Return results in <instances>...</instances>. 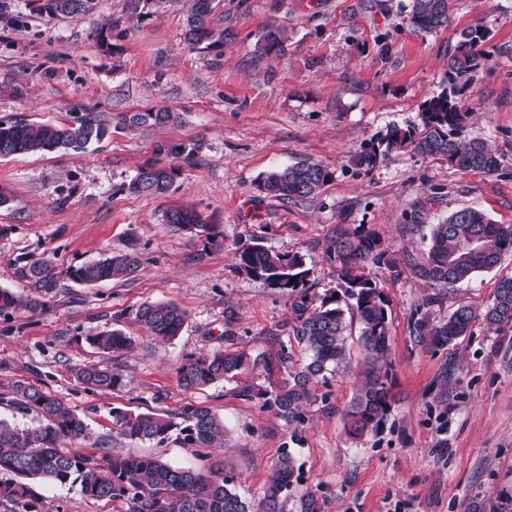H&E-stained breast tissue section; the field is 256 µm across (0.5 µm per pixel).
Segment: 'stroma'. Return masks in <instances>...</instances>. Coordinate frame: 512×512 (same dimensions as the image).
Here are the masks:
<instances>
[{"label":"stroma","instance_id":"stroma-1","mask_svg":"<svg viewBox=\"0 0 512 512\" xmlns=\"http://www.w3.org/2000/svg\"><path fill=\"white\" fill-rule=\"evenodd\" d=\"M0 120L70 124L103 119L107 137L76 153L59 150L0 157V288L33 305L0 315V419L26 425L10 402L15 382L52 392L86 422L82 446L104 454H154L206 469L211 459L252 505L258 504L282 449L302 473L295 495L315 493L324 512H512V326L476 321L444 347L412 330L469 305L481 310L499 281L512 277V254L491 271L448 288L418 278L433 224L473 206L512 224V0H455L447 27L409 22L410 0H215L213 24L223 44L194 49L184 37L188 0L155 9L148 0H93L91 11L50 19L27 0H0ZM489 31L491 60L465 93L469 137L485 141L503 163L492 174L461 171L446 158L412 150L368 169L362 147L393 126L418 124L422 103L438 94L460 31ZM281 50L264 52L270 29ZM172 112L163 125L130 127L122 115ZM191 145L175 159L168 194L136 195L127 185L156 160L157 145ZM299 162L328 165L332 180L306 199L263 196L271 171ZM186 206L209 216L212 237L164 224ZM373 234L385 253L367 271L388 301L389 374L396 402L381 426L360 439L345 430L359 383L362 347L349 336L347 361L314 387L305 421L287 424L247 389L272 390L288 341L291 300L237 269L236 252L254 242L301 252L308 286L338 288L325 249L336 233ZM137 252L140 270L83 285L72 268L110 252ZM53 269L37 285L30 264ZM188 313L164 344L134 324L145 302ZM120 329L134 340L103 352L89 332ZM265 360L235 380L183 390L177 368L189 355L227 344ZM97 364L122 376L115 391H85L76 368ZM211 408L224 422L213 458L175 441H131L112 429V408L176 415L186 403ZM42 512H127L123 501L94 500L78 488L39 481Z\"/></svg>","mask_w":512,"mask_h":512}]
</instances>
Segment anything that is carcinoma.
Wrapping results in <instances>:
<instances>
[{
    "label": "carcinoma",
    "instance_id": "1",
    "mask_svg": "<svg viewBox=\"0 0 512 512\" xmlns=\"http://www.w3.org/2000/svg\"><path fill=\"white\" fill-rule=\"evenodd\" d=\"M93 0H28L33 12L50 18L85 14ZM454 0H412L410 22L420 31L432 32L449 24ZM213 0H190L185 38L192 46L210 41ZM489 32L475 24L463 29L454 53L448 60L447 86L422 106L421 123L406 129L394 126L356 156L360 166L373 168L393 153L408 148L422 155L442 156L448 165L464 171L491 174L503 163L484 142L470 139L466 128L470 113L461 96L473 73L483 68L488 53L479 49ZM173 118L166 111L124 115L121 121L139 126L148 121L164 124ZM108 128L93 117L73 124H22L0 121V156L58 149L84 151L102 141ZM175 168L157 160L141 168L128 184L135 194L164 195L173 183ZM333 172L321 163L302 162L269 173L258 191L279 199L308 198L318 194L332 180ZM164 221L180 229L207 231L210 222L194 209L174 207L164 213ZM377 241L355 231L341 234L326 248L336 264L343 293H310V269L305 255L272 251L260 243L244 248L238 255V270L262 286L292 297L290 329L307 356L299 367L288 372L274 396L260 392L264 403L276 408L288 423L304 420L303 406L312 401V386L326 379L346 359L345 336L352 322L360 326L365 357L362 377L347 412L348 433L355 439L376 430L389 413L393 397L388 386L390 326L383 290L368 274V259L377 262L384 255L375 252ZM512 252V224L493 222L475 207L452 212L433 225L429 248L422 261L413 265L416 276L436 286L468 281L479 272L495 267L501 257ZM141 261L133 252L106 254L71 271V277L86 285L120 279L138 271ZM36 302L9 290L0 289V314ZM187 311L167 302L142 304L134 321L154 338L170 342L180 335ZM481 319L494 330L512 324V277L502 279L492 304L481 313L468 306L456 308L447 318L432 323L426 315L414 318L413 329L428 343L443 347L470 334ZM99 350L117 352L129 348L132 338L120 329L99 331L85 337ZM258 359L239 349L226 347L187 357L178 368V380L185 389H202L232 380ZM78 382L88 390H116L122 376L106 366L86 365L75 371ZM13 405L18 412L34 415V422L20 427L0 420V506L7 512H40L32 483L37 480L59 485L77 484L92 499H123L128 512H283V503L298 481L293 453L282 449L263 499L252 508L238 493L234 478L224 474V466L213 462L207 472L173 466L152 455H102L73 446L83 439L87 425L62 399L27 382L13 388ZM112 429L132 441L163 443L175 438L198 449V453L223 439L224 424L205 406L189 403L174 417L153 411H131L114 407ZM295 512H323V502L306 493L295 500Z\"/></svg>",
    "mask_w": 512,
    "mask_h": 512
}]
</instances>
